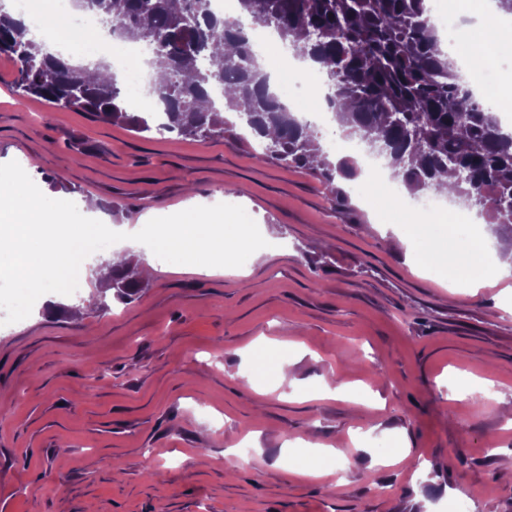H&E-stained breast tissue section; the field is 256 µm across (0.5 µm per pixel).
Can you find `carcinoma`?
I'll return each instance as SVG.
<instances>
[{
    "mask_svg": "<svg viewBox=\"0 0 512 512\" xmlns=\"http://www.w3.org/2000/svg\"><path fill=\"white\" fill-rule=\"evenodd\" d=\"M76 9L110 22L112 34L150 47L155 89L165 121L151 126L128 113L115 74L90 77L88 69L60 55H46L22 22L0 11V54L18 66L16 85L52 104L64 101L70 85L83 93L69 107L106 121L129 122L139 132L206 139L222 136L229 121L222 111L246 117L260 134L274 129L264 144L278 160L321 178L326 195L339 194L335 179L359 174L356 158L329 159L317 126L299 120L269 90L258 66L254 40L239 21L208 10L207 0H74ZM252 26L275 29L294 53L322 64L331 80L326 103L341 134L361 144L382 142L386 167L410 196L426 191L457 199L470 196L493 226L503 254L512 250V222L499 219L497 196L512 191V135L500 132L490 107L475 105L457 80L454 62L439 48L436 29L426 16V0H239ZM197 16L207 34L196 54L182 51L176 22ZM28 43L43 66L29 70L13 44ZM117 299L139 291L130 263L110 265Z\"/></svg>",
    "mask_w": 512,
    "mask_h": 512,
    "instance_id": "obj_1",
    "label": "carcinoma"
}]
</instances>
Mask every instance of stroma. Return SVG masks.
<instances>
[{"instance_id":"1","label":"stroma","mask_w":512,"mask_h":512,"mask_svg":"<svg viewBox=\"0 0 512 512\" xmlns=\"http://www.w3.org/2000/svg\"><path fill=\"white\" fill-rule=\"evenodd\" d=\"M0 55V164L40 190L91 200L133 229L189 203L249 211L264 240L248 275L158 264L134 299L88 275L54 308L0 330V512H512V275L472 288L418 266L396 226L346 188L328 200L307 171L261 159L237 132L205 142L136 132L22 92ZM294 334L278 387L247 384V352ZM493 384L480 407L460 382ZM325 378L375 398L313 395ZM349 457L335 477L292 474L287 443ZM421 474L381 466L394 437ZM261 456L231 464L228 448Z\"/></svg>"}]
</instances>
